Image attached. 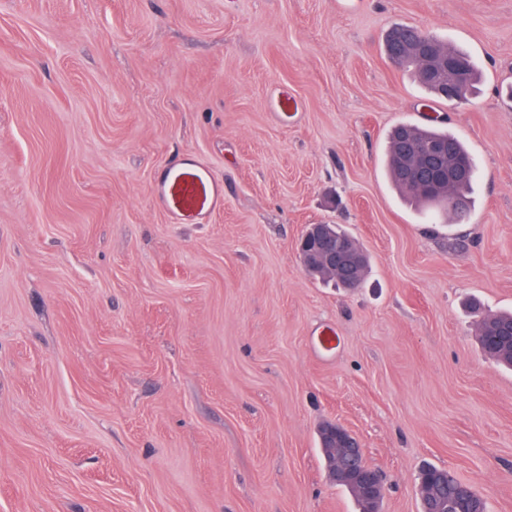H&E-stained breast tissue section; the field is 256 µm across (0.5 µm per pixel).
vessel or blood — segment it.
<instances>
[{
  "mask_svg": "<svg viewBox=\"0 0 512 512\" xmlns=\"http://www.w3.org/2000/svg\"><path fill=\"white\" fill-rule=\"evenodd\" d=\"M153 198L172 223L203 224L223 209L224 188L209 167L187 155L157 175Z\"/></svg>",
  "mask_w": 512,
  "mask_h": 512,
  "instance_id": "1",
  "label": "vessel or blood"
}]
</instances>
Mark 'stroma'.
I'll return each mask as SVG.
<instances>
[{
  "mask_svg": "<svg viewBox=\"0 0 512 512\" xmlns=\"http://www.w3.org/2000/svg\"><path fill=\"white\" fill-rule=\"evenodd\" d=\"M399 24L469 53L468 103L389 61ZM434 117L479 171L466 224L387 176ZM188 154L224 184L203 224L152 201ZM310 224L360 241L361 287L303 273ZM472 298L512 310V0H0V512H358L328 421L381 512H422L426 464L512 512ZM320 436L330 479L342 483L338 485L347 488L354 495L360 512H365L369 507L360 496L379 502L383 491L380 473L365 464L357 438L343 426L332 422L321 427ZM346 485L360 496L354 494Z\"/></svg>",
  "mask_w": 512,
  "mask_h": 512,
  "instance_id": "1",
  "label": "stroma"
}]
</instances>
